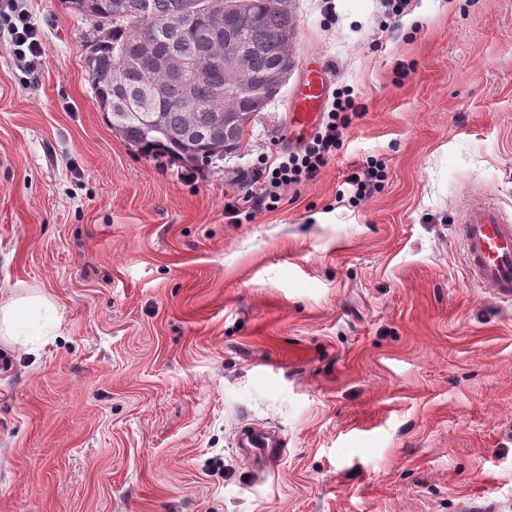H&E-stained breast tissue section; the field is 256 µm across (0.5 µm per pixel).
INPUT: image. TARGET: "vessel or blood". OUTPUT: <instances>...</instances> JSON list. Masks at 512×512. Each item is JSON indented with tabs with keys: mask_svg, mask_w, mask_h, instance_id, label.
<instances>
[{
	"mask_svg": "<svg viewBox=\"0 0 512 512\" xmlns=\"http://www.w3.org/2000/svg\"><path fill=\"white\" fill-rule=\"evenodd\" d=\"M325 99L324 70L310 71L304 86L293 101L294 129L313 128ZM469 268L474 278L491 288L498 296L512 297V215L494 203L485 201L470 205L458 224ZM241 447L272 460L280 456L282 438L274 433L252 431L245 434Z\"/></svg>",
	"mask_w": 512,
	"mask_h": 512,
	"instance_id": "1",
	"label": "vessel or blood"
}]
</instances>
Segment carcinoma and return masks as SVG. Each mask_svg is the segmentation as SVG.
I'll return each instance as SVG.
<instances>
[{
	"label": "carcinoma",
	"instance_id": "obj_1",
	"mask_svg": "<svg viewBox=\"0 0 512 512\" xmlns=\"http://www.w3.org/2000/svg\"><path fill=\"white\" fill-rule=\"evenodd\" d=\"M67 9L90 20L86 66L100 107L112 115V101L119 93L134 100L147 79L160 81L165 94L151 104V111L127 109L113 130L146 156H166L185 165L211 167L224 155L243 146L246 125L231 130L215 126L213 110L255 113L253 100L244 95L213 97V88L224 81L229 69H244L255 79L286 63V36L295 34L293 11L283 0H258L248 14L216 22L200 19L190 28L176 15L179 0H143L140 13L117 18L112 0H63ZM241 30L247 38V54L223 58L213 64L211 54L224 44L227 30ZM197 63L191 88L200 101L199 112H182L178 102L185 87L161 69L171 55Z\"/></svg>",
	"mask_w": 512,
	"mask_h": 512
}]
</instances>
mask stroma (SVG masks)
<instances>
[{"label": "stroma", "mask_w": 512, "mask_h": 512, "mask_svg": "<svg viewBox=\"0 0 512 512\" xmlns=\"http://www.w3.org/2000/svg\"><path fill=\"white\" fill-rule=\"evenodd\" d=\"M294 63L203 170L114 132L90 24L0 0V299L52 307L0 344V512H512V300L470 276L457 220L512 214V0H291ZM321 66L364 111L275 211L228 222L230 172L290 150ZM386 166L350 206L349 169ZM287 440L267 465L238 446ZM9 22V33L17 47L20 60L28 69L41 66L44 62V50L37 30L25 18H19V24L12 22L11 19H9ZM241 448H252L255 455L266 460H272L279 457L286 444L282 438L275 433H265L261 431H252L245 434L240 441Z\"/></svg>", "instance_id": "1"}]
</instances>
